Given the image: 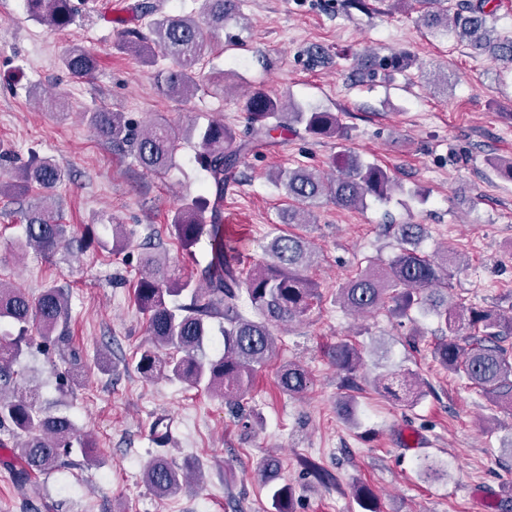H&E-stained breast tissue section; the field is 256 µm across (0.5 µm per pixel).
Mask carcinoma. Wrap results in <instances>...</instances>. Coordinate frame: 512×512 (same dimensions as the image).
I'll return each instance as SVG.
<instances>
[{
  "instance_id": "cac0c4a2",
  "label": "carcinoma",
  "mask_w": 512,
  "mask_h": 512,
  "mask_svg": "<svg viewBox=\"0 0 512 512\" xmlns=\"http://www.w3.org/2000/svg\"><path fill=\"white\" fill-rule=\"evenodd\" d=\"M195 15H156V7L133 4L136 17L149 18V36L138 28L123 31V45L154 62L152 45L157 44L174 65L158 74L159 90L167 97L187 99L199 86L200 66L208 54L203 27L224 28V22L239 14V0H199ZM427 5L422 21L430 31L453 36L479 51L512 62V39H493L490 20L497 6L493 0H460L452 9L445 0H422ZM85 0H27L32 17L55 29L73 24ZM412 59L395 53L382 56L377 65L393 72L411 65ZM72 75L84 77L95 71L96 57L88 50L73 47L62 58ZM247 114L248 137L237 139L234 129L212 121L193 125L179 132L166 124L143 127L126 120L121 112L105 109L89 113V125L104 140L129 148L135 161L153 174L167 172L175 165L180 142L198 140V163L209 174L214 197L200 196L177 208L170 219L172 234L182 250L189 252L201 239L210 247V259L198 278L184 276L159 252L146 251L140 259L135 289L139 309L146 314L150 336L137 363L146 379L164 377L189 389L204 390L226 401H236L251 387L256 372L275 355L274 330L288 323L303 321L318 299L317 285L307 272L316 263L309 242L291 232L273 235L261 245L264 257L248 271L244 263V237L224 223L221 203L224 187L236 180L241 158L260 146H273L277 131L304 133L313 138L345 137V129L335 112L311 111L290 102L285 104L262 89L252 91L243 103ZM65 172L53 159L43 158L25 166L19 180L0 182V196L27 192L36 187L45 204L24 213L25 240L17 250L27 247L51 250L59 246L81 251L86 237L68 233L46 202L53 201ZM291 201L283 212V223L306 224L311 210L323 200L340 208L365 204L367 198L389 199L402 190L387 169L345 153L331 178L299 166L272 175ZM210 217H205V212ZM393 236L397 251L385 266H370L338 289L336 301L350 312L367 316L384 308L392 317L403 319L416 311L433 316L441 339L432 356L449 373L464 379L489 401L512 405V352L505 346L512 336V314L485 307H464L448 298L450 268H460L455 253H443L434 260L424 251L425 227L422 224H397ZM247 300L256 317L244 314L241 302ZM68 295L64 287L53 285L33 297L22 288L0 283V448L10 449L20 463L14 472L22 488L32 473L55 471L60 458L73 445L81 448L89 461L96 458L91 439L80 434L76 422L67 414L53 412L36 389L21 386L26 367L22 359L36 353L48 355L70 347L67 331ZM222 320V349L210 355L205 347L212 333L210 320ZM36 328L41 342L33 346L28 336ZM336 370L343 383H354L362 357L347 342L336 345ZM391 397L409 405L422 396L417 376L410 371L391 372L378 379ZM312 384L307 369L290 362L280 367L277 385L291 397L306 393ZM269 483L274 512H290L291 489L278 484L279 466L269 459L261 465ZM143 478L159 497L177 495L187 484L181 468L167 458L152 459L143 469Z\"/></svg>"
}]
</instances>
